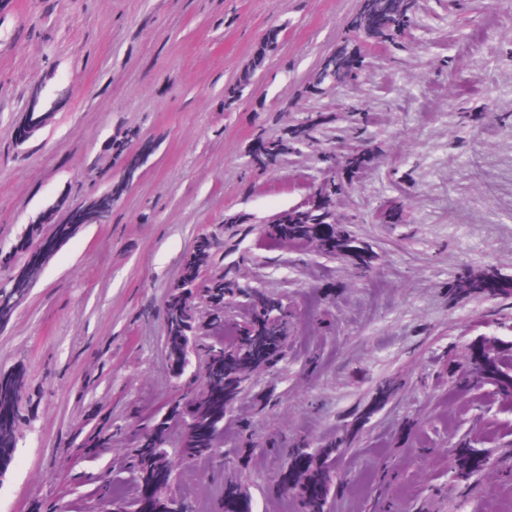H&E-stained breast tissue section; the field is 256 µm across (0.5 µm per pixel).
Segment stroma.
I'll list each match as a JSON object with an SVG mask.
<instances>
[{
  "label": "stroma",
  "mask_w": 512,
  "mask_h": 512,
  "mask_svg": "<svg viewBox=\"0 0 512 512\" xmlns=\"http://www.w3.org/2000/svg\"><path fill=\"white\" fill-rule=\"evenodd\" d=\"M360 5L0 0V250L57 208L34 244L49 258L0 325V374L25 371L0 512H130L138 487L113 496L106 476L197 384L198 356L173 378L161 340L164 301L202 234L216 266L283 296L287 355L251 372L220 425L222 455L181 467L160 497L227 512L234 484L238 512H298L303 476L278 488L283 448L347 431L325 512H512V391L460 371L488 342L512 357V296L448 292L467 274L512 278V0H415L411 27L382 42L350 37ZM272 25L282 39L226 100ZM347 39L357 79L308 96ZM66 86L17 143L31 93ZM302 123L314 146L256 163L258 131ZM355 150L366 164L334 214L370 252L365 272L266 233L332 180L323 154ZM125 169L108 221L56 243V225ZM244 431L250 471L237 461ZM98 436L105 451L85 455Z\"/></svg>",
  "instance_id": "obj_1"
}]
</instances>
